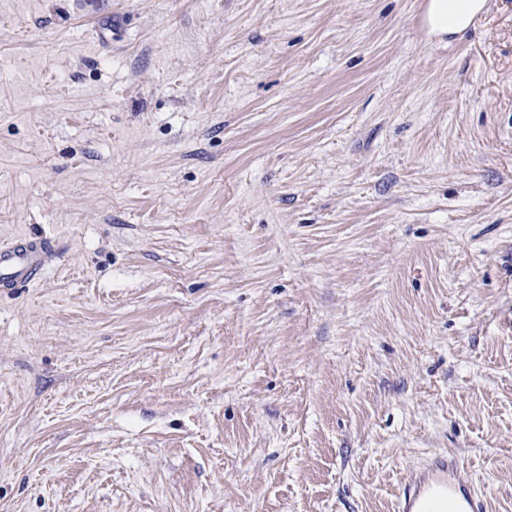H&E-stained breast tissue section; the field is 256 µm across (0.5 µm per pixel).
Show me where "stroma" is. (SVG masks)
I'll return each instance as SVG.
<instances>
[{
  "label": "stroma",
  "instance_id": "obj_1",
  "mask_svg": "<svg viewBox=\"0 0 512 512\" xmlns=\"http://www.w3.org/2000/svg\"><path fill=\"white\" fill-rule=\"evenodd\" d=\"M0 0V512H512V0ZM484 0H430L427 8L431 33L445 36L465 30L481 11ZM54 252L46 237L19 236L0 244V288L15 290L40 279ZM397 512H487L489 502L464 474L456 455L438 453L410 470L402 483Z\"/></svg>",
  "mask_w": 512,
  "mask_h": 512
}]
</instances>
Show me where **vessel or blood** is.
Masks as SVG:
<instances>
[{
  "label": "vessel or blood",
  "mask_w": 512,
  "mask_h": 512,
  "mask_svg": "<svg viewBox=\"0 0 512 512\" xmlns=\"http://www.w3.org/2000/svg\"><path fill=\"white\" fill-rule=\"evenodd\" d=\"M54 252L50 239L19 236L0 244V288L14 290L40 279ZM396 512H488L487 498L464 474L456 455L438 453L410 470Z\"/></svg>",
  "instance_id": "b4317fda"
}]
</instances>
